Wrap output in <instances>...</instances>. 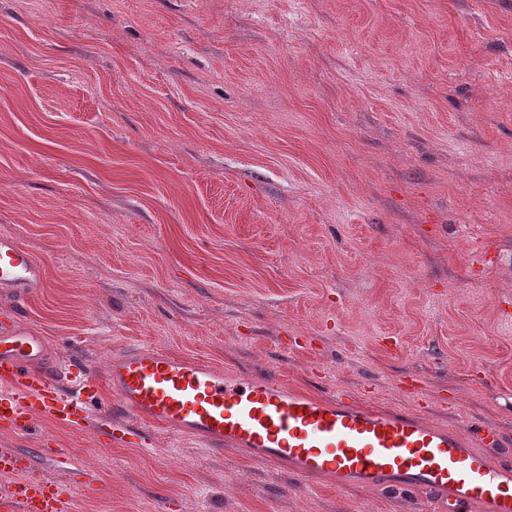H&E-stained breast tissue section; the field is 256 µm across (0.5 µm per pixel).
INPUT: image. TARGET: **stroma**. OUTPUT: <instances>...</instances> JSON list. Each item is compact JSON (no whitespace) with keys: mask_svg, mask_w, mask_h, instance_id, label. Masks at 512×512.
<instances>
[{"mask_svg":"<svg viewBox=\"0 0 512 512\" xmlns=\"http://www.w3.org/2000/svg\"><path fill=\"white\" fill-rule=\"evenodd\" d=\"M0 290L60 358L157 347L512 439V0H0ZM0 428L72 512H431L156 429ZM45 270L32 254L11 237H0V288L24 299L44 287Z\"/></svg>","mask_w":512,"mask_h":512,"instance_id":"stroma-1","label":"stroma"}]
</instances>
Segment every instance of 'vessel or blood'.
I'll return each mask as SVG.
<instances>
[{
    "label": "vessel or blood",
    "instance_id": "obj_1",
    "mask_svg": "<svg viewBox=\"0 0 512 512\" xmlns=\"http://www.w3.org/2000/svg\"><path fill=\"white\" fill-rule=\"evenodd\" d=\"M44 281L43 265L1 236L0 288L24 299ZM37 418L93 423L109 445L146 439L156 425L285 465L305 480L422 490L438 512H512V463L497 460L503 439L491 426L473 424L463 435L413 414L317 399L269 375L225 373L155 348L113 356L100 377L84 365L71 368L42 336L12 320L0 325V427L25 432ZM47 454L56 477L25 478L1 491L0 512H72L76 468L64 449ZM31 467L29 455L0 451L1 473Z\"/></svg>",
    "mask_w": 512,
    "mask_h": 512
}]
</instances>
